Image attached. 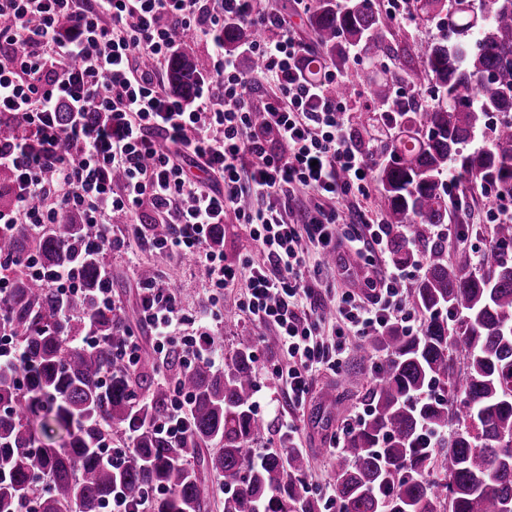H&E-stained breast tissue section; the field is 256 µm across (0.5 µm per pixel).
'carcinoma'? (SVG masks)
Returning <instances> with one entry per match:
<instances>
[{
  "label": "carcinoma",
  "mask_w": 512,
  "mask_h": 512,
  "mask_svg": "<svg viewBox=\"0 0 512 512\" xmlns=\"http://www.w3.org/2000/svg\"><path fill=\"white\" fill-rule=\"evenodd\" d=\"M415 22L448 19L439 41L400 48L369 0H314L310 25L318 46L338 70L347 48L358 50L363 78L341 83L344 98L369 90V104L351 117L363 148L374 156L375 206L391 225L389 261L421 260L414 303L423 313L419 334L396 326L356 345L359 358L387 352L370 391L371 413L337 455L333 493L338 512H512V223L496 224L497 247L476 264L464 250L450 263L444 246L424 230L444 224L452 206L448 173L474 188L485 182L512 197V0H405ZM166 67L169 90L191 103L205 77L204 64L183 49L188 34L171 29ZM260 33L238 23L224 27L230 54ZM387 56L399 62L379 65ZM427 82L434 103L423 105L395 85ZM486 128L490 142L474 147ZM94 229L74 211L32 237L22 225L0 237V270L10 290L0 295L8 314L1 332L25 343V388L0 371V512H101L122 489L136 504L151 489L152 512H210L206 471L226 489L223 512H320L305 487L307 459L269 450L254 463L255 441L269 429L253 409L255 337L237 338L231 362L216 372L186 369L169 353L166 377H154L148 358L132 367L124 357L128 328L121 309L99 305L112 287V249L85 247ZM31 256L44 268L75 267L82 297L73 314H60L62 298L11 266ZM92 319L99 344L76 340ZM464 355L455 370L451 349ZM190 394L189 431L179 440L159 433L172 388ZM441 399L424 398L433 387ZM461 423L446 435L448 419ZM445 432L439 441L448 471L440 486L424 477L435 450L421 449L424 428ZM125 452H96L103 431Z\"/></svg>",
  "instance_id": "1"
}]
</instances>
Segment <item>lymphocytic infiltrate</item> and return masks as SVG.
<instances>
[{
  "label": "lymphocytic infiltrate",
  "instance_id": "obj_1",
  "mask_svg": "<svg viewBox=\"0 0 512 512\" xmlns=\"http://www.w3.org/2000/svg\"><path fill=\"white\" fill-rule=\"evenodd\" d=\"M0 169L10 170L12 202L0 205V235L19 224L30 234L81 213L100 242L140 241L138 217L150 207L168 235L149 241L161 254L191 257L206 271L213 296L244 289L240 307L257 328H273L280 362L265 373L283 381L294 414L279 431L293 435L314 375L340 368L355 338L395 323L409 335L419 325L406 308L412 272L388 264L391 229L362 213L341 215L339 200L369 194L373 162L357 145L340 79L309 67L310 48L269 0H0ZM229 22L259 27L249 51L254 76L226 55ZM211 46V81L195 107L171 97L160 75L172 51L171 29ZM274 77L261 102L250 80ZM103 119L86 120V104ZM262 122H255V115ZM121 171V189L112 185ZM308 201L299 210L298 193ZM122 213L126 222L115 228ZM244 227L263 261L226 262L209 248L227 218ZM334 255L343 271L358 268L362 292L333 294L309 249ZM141 319L158 353L179 348L187 367L214 364L219 341L206 323L181 333L177 297L165 288L140 293Z\"/></svg>",
  "mask_w": 512,
  "mask_h": 512
}]
</instances>
